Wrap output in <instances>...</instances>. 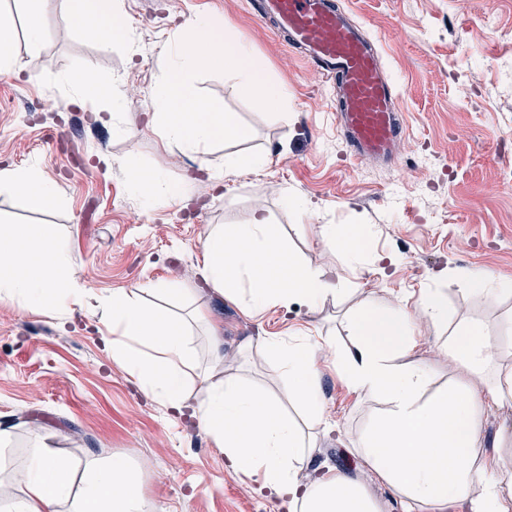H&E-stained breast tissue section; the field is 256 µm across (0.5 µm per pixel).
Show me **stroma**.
I'll use <instances>...</instances> for the list:
<instances>
[{
  "label": "stroma",
  "mask_w": 512,
  "mask_h": 512,
  "mask_svg": "<svg viewBox=\"0 0 512 512\" xmlns=\"http://www.w3.org/2000/svg\"><path fill=\"white\" fill-rule=\"evenodd\" d=\"M380 47L399 92L407 134L395 167L355 162L330 115L329 80L251 14L248 0H120L126 39H89L69 25L63 0H50L44 37L31 47L24 0H0V19L19 32L23 64L0 77V168H36L60 203L37 209L0 194V221L45 224L68 240L72 274L84 286L82 303L64 316L0 301V430L11 433L8 460L22 466L34 439L73 467L123 457L139 474L152 512H291L235 473L223 449L188 413L146 396L101 332L98 299L115 292L169 283L191 289L175 316L184 320L198 374L210 368L209 338L197 311L224 328L225 366L278 393L286 381L245 345L266 336L323 337L321 399L338 428L319 437L310 466L336 469L361 481L380 501L388 493L351 449L357 432L382 409L353 391L332 365L353 346L348 321L369 307L416 305L430 290L448 295L442 327L419 326L415 357L426 360L435 386L459 379L436 348L464 322L479 321L494 335L512 329V294L487 303L467 271L512 283V0H337ZM205 15L245 45L288 93L283 113L257 109L228 74L200 78L247 127L241 141L211 148L213 164L252 150L266 166L215 187L198 155L163 143L148 112L172 52V35ZM93 70L127 107L81 99L66 82ZM156 171L190 186L176 204L133 193L131 170ZM304 211L286 208L282 194ZM263 210L290 251L307 265L346 280V291L317 311L273 306L262 319L240 301L203 288L201 245L213 225L248 223ZM325 224H365L371 236L358 261L326 242Z\"/></svg>",
  "instance_id": "1"
}]
</instances>
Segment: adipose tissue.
I'll list each match as a JSON object with an SVG mask.
<instances>
[{
  "label": "adipose tissue",
  "mask_w": 512,
  "mask_h": 512,
  "mask_svg": "<svg viewBox=\"0 0 512 512\" xmlns=\"http://www.w3.org/2000/svg\"><path fill=\"white\" fill-rule=\"evenodd\" d=\"M74 28L112 40L126 35L117 0H66ZM41 208L55 200L52 184L37 171L0 169V193ZM73 251L67 240L41 225H0V301L28 309L64 313L84 289L72 277ZM200 276L211 291L244 301L262 318L274 305L305 304L317 310L342 291L341 279L309 267L281 245L263 211L246 224H225L202 243ZM112 353L128 367L146 395L181 409L193 363L187 330L178 319L146 306L137 291L104 300ZM448 306L435 292L415 307L394 305L362 311L350 322L351 350L332 364L355 391L383 400L384 407L362 430L353 447L390 491L400 512L423 505L446 512L464 504L471 512H512V446L503 432L492 456L477 458L483 436L481 414L512 407V372L496 377L501 340L469 322L443 341L446 356L466 381L432 389V369L413 358L418 320L440 323ZM318 341L263 338L258 353L271 359L288 381L287 400L311 420L301 427L278 396L233 374L206 376L193 406L198 428L223 448L230 468L258 476L271 495L298 505L300 512H383L380 503L350 476L327 470L302 481L305 450L333 423L319 399ZM484 382L477 391L474 381ZM0 512H149L138 475L122 457L87 462L80 486L48 449L34 448L27 463L0 482Z\"/></svg>",
  "instance_id": "ef3b65f1"
}]
</instances>
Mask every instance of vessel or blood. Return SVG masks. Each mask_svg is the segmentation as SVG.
<instances>
[{"mask_svg": "<svg viewBox=\"0 0 512 512\" xmlns=\"http://www.w3.org/2000/svg\"><path fill=\"white\" fill-rule=\"evenodd\" d=\"M256 17L272 21L287 45L335 77L336 122L356 160L392 162L403 137L398 94L381 55L334 0H257Z\"/></svg>", "mask_w": 512, "mask_h": 512, "instance_id": "obj_1", "label": "vessel or blood"}]
</instances>
